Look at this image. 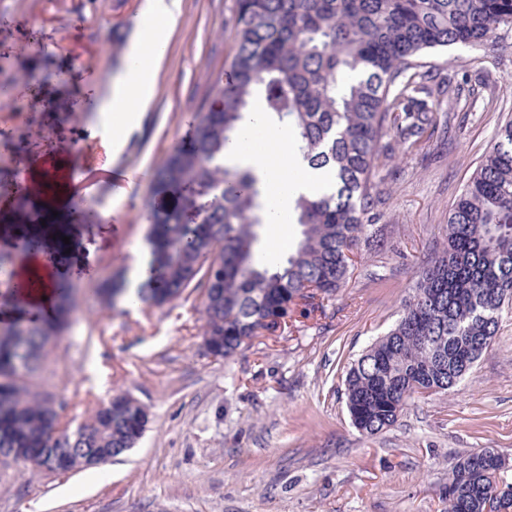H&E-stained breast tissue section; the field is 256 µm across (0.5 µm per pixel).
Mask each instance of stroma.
Segmentation results:
<instances>
[{
    "instance_id": "stroma-1",
    "label": "stroma",
    "mask_w": 512,
    "mask_h": 512,
    "mask_svg": "<svg viewBox=\"0 0 512 512\" xmlns=\"http://www.w3.org/2000/svg\"><path fill=\"white\" fill-rule=\"evenodd\" d=\"M148 0H0V43L14 45L13 71L29 74L13 94L25 109L1 110L0 126L25 137L91 140L102 168L125 162L147 177L110 189H77L72 155L28 164L38 185L52 163L56 195L20 216L0 194V252L18 260L69 237L64 278L81 299L71 326L48 347L36 389L64 403L73 423L112 395L144 404L150 423L135 448L63 477L0 470V512H446L448 469L480 448L512 449V308L488 352L445 392L409 399L397 422L368 438L353 425L345 377L397 321L418 272L441 251L448 213L512 118V28L497 45L461 44L425 54L427 71L464 91L449 127L382 159L384 193L374 241H359L346 285L312 319L256 337L232 359L202 345L200 293L162 307L115 311L96 290L125 275L148 233L154 179L189 139L211 86L233 54L224 32L234 0H180L181 14L151 103L128 132L122 157L95 109L148 21ZM79 31L63 38L65 24ZM49 83L33 80L44 68ZM59 206L61 224H43Z\"/></svg>"
}]
</instances>
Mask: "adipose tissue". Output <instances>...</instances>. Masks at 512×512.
<instances>
[{"instance_id":"adipose-tissue-1","label":"adipose tissue","mask_w":512,"mask_h":512,"mask_svg":"<svg viewBox=\"0 0 512 512\" xmlns=\"http://www.w3.org/2000/svg\"><path fill=\"white\" fill-rule=\"evenodd\" d=\"M150 17L143 34L129 47V62L115 78L112 94L102 106L112 115V151L120 153L126 133L135 127L151 100L158 68L179 17V0H149ZM230 165L253 168L264 197L268 227L281 233L291 222L293 201L299 194H315L328 185L310 169L294 148L287 126H269L261 110L247 114L240 133L224 151Z\"/></svg>"}]
</instances>
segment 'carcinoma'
Instances as JSON below:
<instances>
[{"instance_id": "1", "label": "carcinoma", "mask_w": 512, "mask_h": 512, "mask_svg": "<svg viewBox=\"0 0 512 512\" xmlns=\"http://www.w3.org/2000/svg\"><path fill=\"white\" fill-rule=\"evenodd\" d=\"M234 53L195 135L156 174L151 260L137 301L162 306L208 288L202 340L228 360L255 337L274 334L345 286L352 245L372 237L382 195L380 142L416 141L459 94L419 73L430 49L483 46L512 26V0H235ZM352 75L345 85L342 74ZM269 124L286 122L296 150L332 178L322 194L294 200L301 239L284 260L255 255L254 227L267 223L257 178L224 166V149L255 90ZM512 305V119L448 214L447 245L418 275L395 326L352 364L345 386L353 425L373 437L393 425L417 389L461 381ZM0 325V458L31 475H64L133 448L149 415L129 395L102 404L79 432L62 427V407L33 393L51 334L68 325L71 288L59 277L48 304ZM448 512H512V458L496 448L459 455L448 473Z\"/></svg>"}]
</instances>
